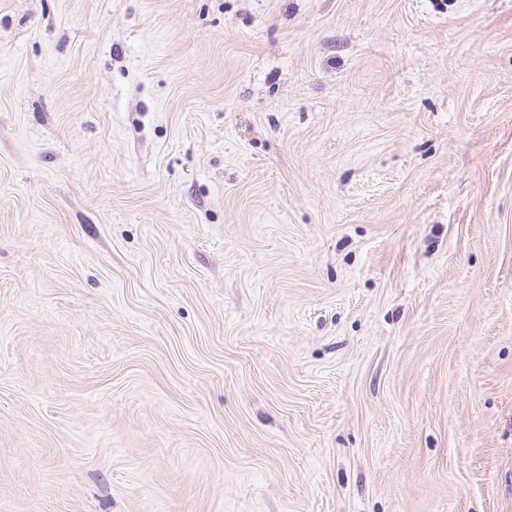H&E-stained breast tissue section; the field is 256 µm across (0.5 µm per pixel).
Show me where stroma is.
I'll list each match as a JSON object with an SVG mask.
<instances>
[{
  "label": "stroma",
  "instance_id": "stroma-1",
  "mask_svg": "<svg viewBox=\"0 0 512 512\" xmlns=\"http://www.w3.org/2000/svg\"><path fill=\"white\" fill-rule=\"evenodd\" d=\"M0 512H512V0H0Z\"/></svg>",
  "mask_w": 512,
  "mask_h": 512
}]
</instances>
